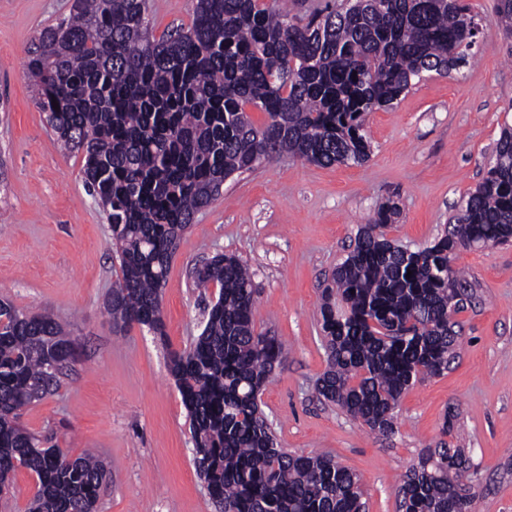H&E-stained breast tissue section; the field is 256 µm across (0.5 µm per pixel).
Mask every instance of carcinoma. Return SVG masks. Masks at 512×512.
<instances>
[{"label":"carcinoma","instance_id":"obj_1","mask_svg":"<svg viewBox=\"0 0 512 512\" xmlns=\"http://www.w3.org/2000/svg\"><path fill=\"white\" fill-rule=\"evenodd\" d=\"M495 11L512 55V0H496ZM477 35L464 0H327L304 23L288 19L283 0H192L190 25L158 39L150 0H69L26 69L55 141L83 155L84 183L111 232L121 272L105 301L114 323L166 340L172 257L224 181L285 153L321 166L365 162L367 115L393 107L425 73L467 66ZM397 215L388 202L361 227L319 309L327 368L315 388L382 436L395 433L403 394L456 355L461 325L448 324V304L474 292L456 254L512 242V128L433 243L412 250L389 239ZM194 286L218 288L217 301L194 342L169 352L168 368L217 512H360L361 478L330 455L282 447L258 403L287 350L255 329L245 263L218 255ZM1 320L0 492L25 468L35 476L28 512H98L104 465L17 423L21 408L61 386L39 389L49 362L68 360L69 333L53 315L5 300ZM475 474L465 450L443 441L406 472L397 508L471 512Z\"/></svg>","mask_w":512,"mask_h":512}]
</instances>
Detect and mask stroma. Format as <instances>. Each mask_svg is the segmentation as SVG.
Returning <instances> with one entry per match:
<instances>
[{
  "label": "stroma",
  "mask_w": 512,
  "mask_h": 512,
  "mask_svg": "<svg viewBox=\"0 0 512 512\" xmlns=\"http://www.w3.org/2000/svg\"><path fill=\"white\" fill-rule=\"evenodd\" d=\"M480 25L470 66L430 74L390 109L368 115L369 159L314 165L289 155L225 181L182 235L162 292L167 342L147 328L116 329L104 300L119 275L111 233L86 188L82 157L54 145L26 74L27 51L68 0H0V298L52 312L71 332L76 360L61 388L25 407L27 431L54 435L71 455L90 449L107 470L98 512H215L196 473L189 420L168 353L201 333L215 288L193 273L226 253L245 261L256 289V328L287 357L262 395L278 441L325 453L361 475L367 512H398L395 491L422 452L447 442L477 468L472 512H512V246L459 251L481 298L459 313L458 356L403 396L388 437L325 403L318 310L324 286L360 225L394 199L388 238L428 246L485 176L512 125V58L502 47L495 0H467ZM191 0H151L154 37L188 27ZM452 435L442 436L445 414Z\"/></svg>",
  "instance_id": "35a3bbf8"
}]
</instances>
